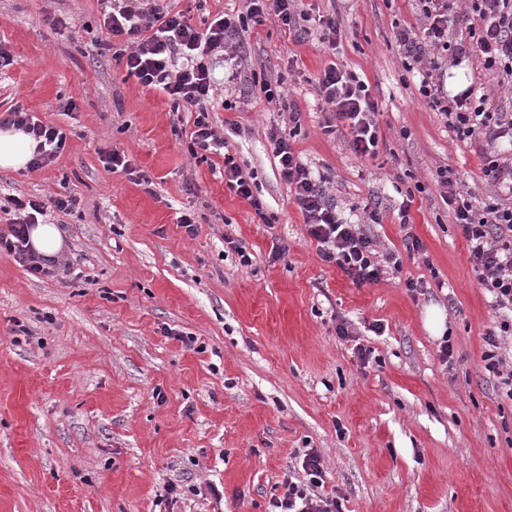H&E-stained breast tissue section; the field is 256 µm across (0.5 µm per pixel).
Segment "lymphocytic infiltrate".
<instances>
[{"label":"lymphocytic infiltrate","instance_id":"obj_1","mask_svg":"<svg viewBox=\"0 0 512 512\" xmlns=\"http://www.w3.org/2000/svg\"><path fill=\"white\" fill-rule=\"evenodd\" d=\"M415 2L422 31L417 34L400 28L397 42L405 70L419 77L420 97L441 114L460 140H512L511 112L495 111L489 96L471 86L448 94L442 72L444 65L457 66L474 56L496 76L499 86L512 90V0H464L460 11L455 10L454 0ZM308 18L300 0H246L244 12L216 16L203 30L186 19L183 11L161 9L154 0H119L104 15L109 38L101 42V49L111 51L116 64L124 66L142 86L162 91L173 110L193 113L191 156L203 162L212 155L222 157L225 186L247 201L264 224H274L276 217L257 191L254 172L244 169L229 141L238 134V123H229L221 134L210 120L218 91L213 65L220 58L231 72H239L242 59L235 46L250 27L271 21L301 40L310 33L305 25ZM254 88L267 107L288 115L287 126L271 128L268 140L320 259L337 266L358 285L379 282L389 271L400 273L401 260L393 254L378 258L373 239L363 230L364 225L381 223L380 207H365L362 224L344 219L327 192V176L304 163L294 150L301 113L288 101L282 80L265 78ZM316 89L326 113L324 131L346 130L356 155H375L378 105L366 82L333 63L318 75ZM10 126L22 129L36 143L29 169L50 165L66 146L63 127L44 123L21 106L0 113V127ZM437 181L448 190V214L468 243L479 284L503 311L484 336L481 361L499 397L512 401V354L505 347L512 339V201L475 204L461 190L456 172L446 166L438 168ZM9 202L12 217L7 231L0 232V256L13 259L34 277L56 276V260L37 254L28 233L48 213L75 212L78 198L60 194L39 201L13 196ZM299 465L301 475L291 474L283 480L284 493L272 496L269 512H340L336 496L324 490L320 453L306 450Z\"/></svg>","mask_w":512,"mask_h":512}]
</instances>
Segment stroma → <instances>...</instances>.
<instances>
[{
    "instance_id": "stroma-1",
    "label": "stroma",
    "mask_w": 512,
    "mask_h": 512,
    "mask_svg": "<svg viewBox=\"0 0 512 512\" xmlns=\"http://www.w3.org/2000/svg\"><path fill=\"white\" fill-rule=\"evenodd\" d=\"M303 2L340 16L338 51L270 21L250 29L245 71L211 112L216 130L239 123L233 142L277 217L270 227L225 187L221 157L189 155L192 114L174 116L163 93L94 51L104 0H0V40L17 57L0 70V113L19 105L72 132L48 167L0 170V203L10 193L80 200L51 218L64 240L56 277L0 257V512H267L309 448L341 512H512V403L480 367L498 311L436 171L452 168L480 201L507 192L482 173L485 139L458 140L403 69L396 33L419 26L413 0ZM333 62L370 86L376 156L323 131L314 80ZM257 76L283 80L302 114L293 147L328 175L338 210L355 221L381 203L382 223L364 230L379 254L401 255L402 279L359 286L319 258L266 136L282 118L252 95ZM445 85L474 86L512 113V93L477 61L449 67ZM70 98L78 108L67 116ZM101 143L147 183L107 171ZM409 191L410 231L424 245L411 256L397 216ZM186 208L200 217L192 235L176 221ZM228 237L251 265L225 254ZM278 241L288 252L275 261ZM433 309L452 336L448 365L427 325ZM342 321L358 342L337 336ZM359 343L374 352L369 366Z\"/></svg>"
}]
</instances>
